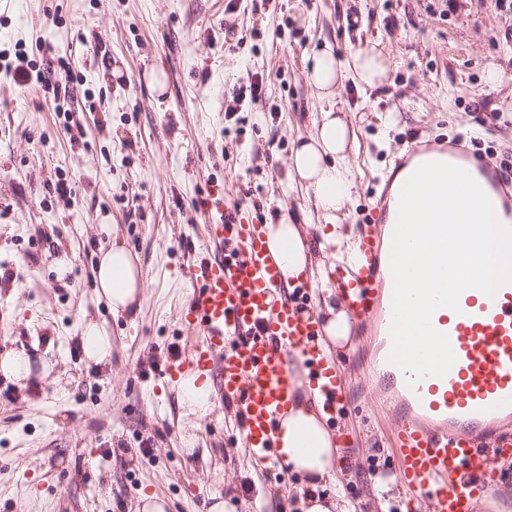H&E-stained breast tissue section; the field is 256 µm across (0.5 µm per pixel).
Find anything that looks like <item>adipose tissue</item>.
I'll list each match as a JSON object with an SVG mask.
<instances>
[{
    "instance_id": "obj_1",
    "label": "adipose tissue",
    "mask_w": 512,
    "mask_h": 512,
    "mask_svg": "<svg viewBox=\"0 0 512 512\" xmlns=\"http://www.w3.org/2000/svg\"><path fill=\"white\" fill-rule=\"evenodd\" d=\"M387 59L376 47L355 50L348 59L336 57L331 46H324L310 58L306 76L326 105L314 120L308 139L294 142L289 157L292 185L312 196L326 228L319 240H312L308 227L283 217L264 227L266 244L277 261L288 287H318L330 282L337 261L353 259L354 242L339 216L352 199L353 183L343 161L349 149L347 125L337 116L334 98L344 80L373 89L387 74ZM322 262H315V255ZM96 284L99 294L111 304L113 312L128 311L140 303L145 282L134 257L120 244L101 253ZM324 398L302 375L294 377L293 401L276 428V452L283 463L304 479L306 494L300 499L302 512H355L338 487L337 461L340 457L335 432L327 424ZM335 486L333 498L318 490Z\"/></svg>"
}]
</instances>
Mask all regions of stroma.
I'll return each mask as SVG.
<instances>
[{"label": "stroma", "instance_id": "obj_1", "mask_svg": "<svg viewBox=\"0 0 512 512\" xmlns=\"http://www.w3.org/2000/svg\"><path fill=\"white\" fill-rule=\"evenodd\" d=\"M327 42L343 58L372 44L389 55L381 86L348 82L336 97L352 138L346 229L370 221L416 140L463 143L512 176V123L491 118L512 113V12L495 0H0V58L24 53L41 74L22 85L0 71V352L51 367L24 389L0 377V512H136L152 493L167 512H207L260 490L274 512H300L301 477L255 466L236 402L185 413L159 374L189 345L182 271L213 259L209 219L228 208L259 224L319 223L289 182L288 156L323 105L305 59ZM60 57L77 81L65 83ZM154 68L166 76L160 92ZM257 73L262 97L227 115L233 90ZM115 242L146 281L140 308L119 316L95 282ZM92 327L112 338L107 363L84 358ZM380 342L355 326L333 352L354 399L334 426L356 512L404 504L398 487L378 501L367 474L395 464L392 408L362 372Z\"/></svg>", "mask_w": 512, "mask_h": 512}]
</instances>
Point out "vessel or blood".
Masks as SVG:
<instances>
[{
  "label": "vessel or blood",
  "instance_id": "obj_1",
  "mask_svg": "<svg viewBox=\"0 0 512 512\" xmlns=\"http://www.w3.org/2000/svg\"><path fill=\"white\" fill-rule=\"evenodd\" d=\"M438 151L443 162L467 167L485 194L500 200L501 223L512 228V194L498 172L463 149ZM205 240L223 256L187 268L192 289L182 318L191 348L161 375L170 383L187 374L216 381L221 396L239 406L244 448L272 462L275 424L293 395L289 357L304 360L331 415L347 404L342 367L323 356L316 319L301 316L289 300L261 225L227 212L207 225ZM356 253L336 286L355 317L372 319L387 351L392 311L377 304L380 289H392L393 277L372 225H363ZM432 324L448 336L456 357L445 376L414 381L385 357L370 374L398 412L390 432L394 478L425 498L430 512H474L491 457L512 456V435L499 431L512 419V283L491 296L462 292L458 309H437Z\"/></svg>",
  "mask_w": 512,
  "mask_h": 512
}]
</instances>
